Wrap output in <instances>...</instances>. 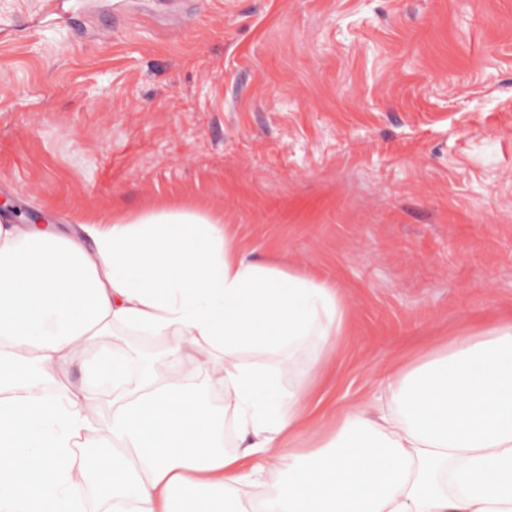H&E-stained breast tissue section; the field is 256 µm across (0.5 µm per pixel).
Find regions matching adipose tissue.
I'll use <instances>...</instances> for the list:
<instances>
[{
	"label": "adipose tissue",
	"mask_w": 512,
	"mask_h": 512,
	"mask_svg": "<svg viewBox=\"0 0 512 512\" xmlns=\"http://www.w3.org/2000/svg\"><path fill=\"white\" fill-rule=\"evenodd\" d=\"M117 331L164 337L185 374L222 362L235 449L211 395L127 379ZM349 331L336 283L248 260L191 204L0 224V512H83L91 484L97 512H512V314L401 353L328 419L310 399ZM88 348L120 386L103 428L84 388L47 386Z\"/></svg>",
	"instance_id": "ef3b65f1"
}]
</instances>
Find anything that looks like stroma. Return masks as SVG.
Wrapping results in <instances>:
<instances>
[{
    "instance_id": "35a3bbf8",
    "label": "stroma",
    "mask_w": 512,
    "mask_h": 512,
    "mask_svg": "<svg viewBox=\"0 0 512 512\" xmlns=\"http://www.w3.org/2000/svg\"><path fill=\"white\" fill-rule=\"evenodd\" d=\"M0 0V223L171 200L340 287L322 393L512 311V0ZM167 378L163 338L125 332Z\"/></svg>"
}]
</instances>
